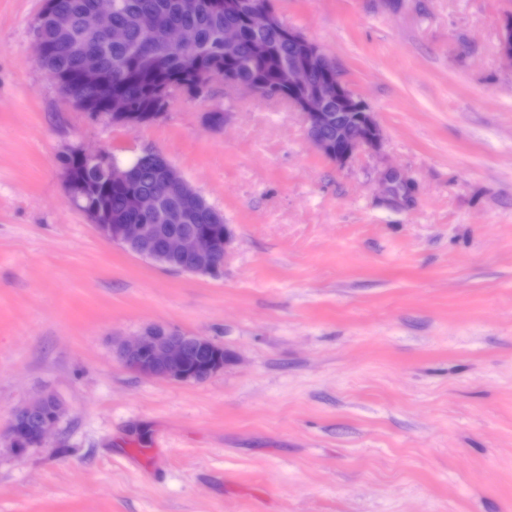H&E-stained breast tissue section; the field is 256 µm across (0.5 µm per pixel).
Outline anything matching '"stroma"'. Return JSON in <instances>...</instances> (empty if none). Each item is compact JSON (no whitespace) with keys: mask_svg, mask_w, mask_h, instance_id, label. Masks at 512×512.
Masks as SVG:
<instances>
[{"mask_svg":"<svg viewBox=\"0 0 512 512\" xmlns=\"http://www.w3.org/2000/svg\"><path fill=\"white\" fill-rule=\"evenodd\" d=\"M382 131L343 165L300 114L214 82L90 122L0 0V512H512V0H275ZM169 160L233 231L219 278L103 240L60 154ZM224 346L199 383L116 341ZM66 413L18 458L16 408ZM191 349L203 355L220 349L224 359H215L201 366L198 372L186 369V360ZM116 353L126 367L148 378H160L176 382H202L224 368L229 354L223 346L203 336L184 334L165 325H151L133 340L122 341Z\"/></svg>","mask_w":512,"mask_h":512,"instance_id":"stroma-1","label":"stroma"}]
</instances>
